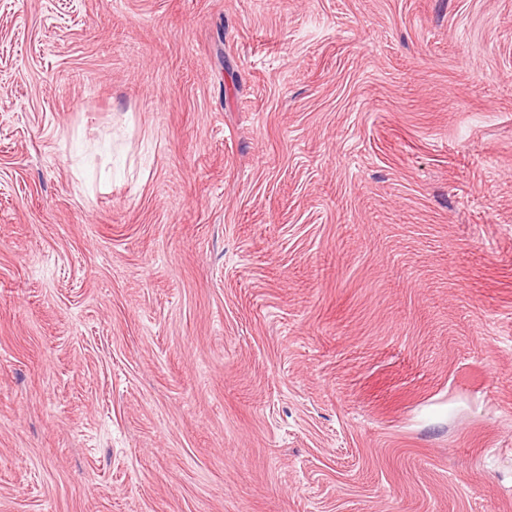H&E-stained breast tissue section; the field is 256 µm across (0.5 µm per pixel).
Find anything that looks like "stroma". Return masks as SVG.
Listing matches in <instances>:
<instances>
[{"label":"stroma","mask_w":512,"mask_h":512,"mask_svg":"<svg viewBox=\"0 0 512 512\" xmlns=\"http://www.w3.org/2000/svg\"><path fill=\"white\" fill-rule=\"evenodd\" d=\"M0 512H512V0H0Z\"/></svg>","instance_id":"35a3bbf8"}]
</instances>
